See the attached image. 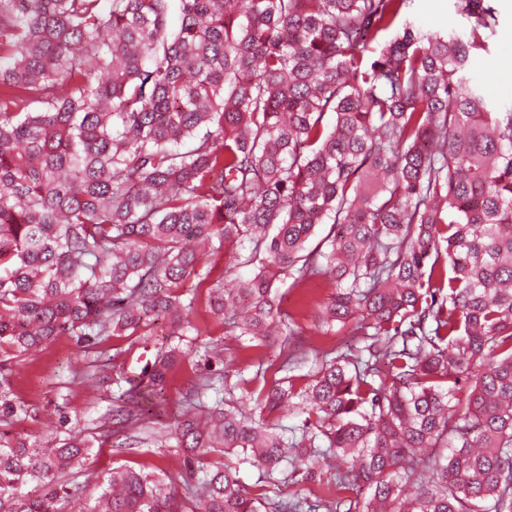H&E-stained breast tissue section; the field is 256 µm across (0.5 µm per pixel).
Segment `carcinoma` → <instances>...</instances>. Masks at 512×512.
<instances>
[{"mask_svg":"<svg viewBox=\"0 0 512 512\" xmlns=\"http://www.w3.org/2000/svg\"><path fill=\"white\" fill-rule=\"evenodd\" d=\"M410 2L0 0V424L27 415L16 359L67 334L109 366L111 337L162 319L109 410L114 435L140 423L192 353L183 288L280 336L250 412L224 373L186 392V496L116 467L87 512H512V107L467 77L498 15L455 0L448 35ZM218 247L251 268L234 289L198 268ZM317 277L320 324L366 347L288 350L277 290ZM290 408L301 424L269 421ZM90 448L0 429V512H63ZM231 453L297 489L248 494L208 461Z\"/></svg>","mask_w":512,"mask_h":512,"instance_id":"1","label":"carcinoma"}]
</instances>
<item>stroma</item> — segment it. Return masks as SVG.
Masks as SVG:
<instances>
[{"label":"stroma","instance_id":"35a3bbf8","mask_svg":"<svg viewBox=\"0 0 512 512\" xmlns=\"http://www.w3.org/2000/svg\"><path fill=\"white\" fill-rule=\"evenodd\" d=\"M497 7V34L489 39L487 51L474 60L471 75L485 79L484 93L494 105L512 106V69L498 67L502 55H512V0H498ZM408 16L429 30L450 32L466 28L465 20L455 9L454 0H412ZM330 293L329 283L323 280L305 288H279L282 312L295 317L304 328L303 335L294 337V346L328 349L346 343L347 334L328 331L317 320V305ZM192 321L202 331L200 343L219 346L226 352L225 363H213L216 372L265 362L275 354L274 347H257L252 341L234 336L222 318L211 312L205 290H198L196 294ZM165 340L166 328L160 324L155 325L148 336L112 337L107 348L112 357L113 372L129 376L139 374L152 360L155 345ZM91 362V357L84 354L73 338L61 335L38 352L22 357L13 365L10 375L14 394L28 408L27 416L13 424V431L47 444L58 441L61 423L66 420L99 442L78 477L79 490L65 503V512H84L96 497L98 485L112 468L118 466L157 467L172 476L171 492L184 496L189 474L176 449L150 444L113 447L112 425L107 418L112 389L105 383L93 388L85 381ZM199 374L195 361L190 359L171 375L163 402L147 419L152 435L174 429L182 409V397Z\"/></svg>","mask_w":512,"mask_h":512}]
</instances>
